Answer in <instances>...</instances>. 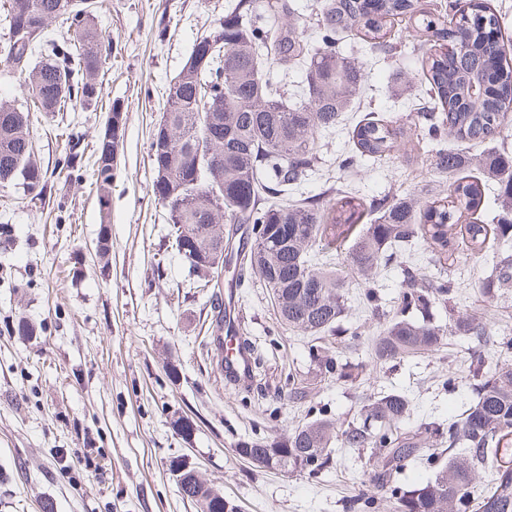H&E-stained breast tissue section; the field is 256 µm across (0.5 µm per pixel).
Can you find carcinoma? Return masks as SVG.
Wrapping results in <instances>:
<instances>
[{"label":"carcinoma","mask_w":512,"mask_h":512,"mask_svg":"<svg viewBox=\"0 0 512 512\" xmlns=\"http://www.w3.org/2000/svg\"><path fill=\"white\" fill-rule=\"evenodd\" d=\"M96 0H9L6 32L0 43L12 72L32 108L0 101V186L20 182L24 197H43L45 174L38 164L30 134L29 112H61L71 106H98L99 77L106 61L105 37L95 23ZM414 20L413 38L423 50L421 72L414 76L428 87L438 104L422 112L425 137L436 145L435 168L452 180L451 199L419 203L407 196L365 202L339 184L302 196L297 188L315 171L319 136L334 129L342 113L362 96V63L336 53V41L357 29L365 41L387 58L400 54L389 36L390 21ZM57 24L67 34L49 35ZM319 45L296 32V19L284 0H238L218 25L196 41L190 58L208 57L204 68L184 64L166 92L164 110L149 143L154 172L151 190L166 209L176 249L193 239L183 255L190 268L211 275L236 260L249 267L271 292H280L281 322L309 336L335 332L345 310L346 273L365 280L362 301L383 329L371 341L378 364L433 351L447 337L485 335L476 317L453 314L449 326L433 322V309L448 306L458 293L451 277H429L422 268L398 259L397 249L415 239L431 248L434 261L454 254L463 231L474 253L488 239L501 248L495 273L482 283L491 297L512 288V157L494 147L469 156L441 144L451 137L480 147L500 134L512 112V61L490 46L501 33L500 16L488 0H464L446 21L424 0H317ZM468 35L462 40L461 35ZM302 72V85L288 92V70ZM125 115L111 105L95 146L91 172L101 222L117 176ZM171 138L166 151L156 149L162 131ZM403 127L370 116L359 121L352 139L359 156L375 159L399 147ZM70 146L62 167L83 179ZM469 170L474 180L464 179ZM488 182L498 187L495 222L472 220ZM364 215L370 223L355 228ZM247 225L252 244L243 254L224 247V225ZM336 253L338 266L316 262ZM396 263L400 270L397 304L387 310L370 280L380 267ZM211 335L205 346L211 360L224 367L223 298L211 296ZM310 354L324 373L352 377L351 366L311 346ZM476 399L460 418L448 421V432L423 421L404 429L413 402L389 391L362 402L358 417L337 428L316 418L296 428L284 449L290 472L315 475L330 460L332 445L370 448L379 496L359 498L365 512H376L378 497L388 498V512H512V458H500L483 483L487 450L512 444V364L488 368L482 354L470 355ZM444 457L433 478L409 489L392 487L393 474L416 457ZM509 467H503V463ZM180 471L178 490L199 512H224L220 488L203 489L191 470Z\"/></svg>","instance_id":"carcinoma-1"}]
</instances>
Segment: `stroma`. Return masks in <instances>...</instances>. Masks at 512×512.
Here are the masks:
<instances>
[{
	"label": "stroma",
	"mask_w": 512,
	"mask_h": 512,
	"mask_svg": "<svg viewBox=\"0 0 512 512\" xmlns=\"http://www.w3.org/2000/svg\"><path fill=\"white\" fill-rule=\"evenodd\" d=\"M234 0H109L99 16L112 41L97 111L35 113L30 132L46 173L42 200L31 203L14 187L0 188V512H195L169 472L175 459L196 466L243 512H359L358 495H374L370 451L332 448L329 467L311 476L284 473L240 459L238 443L285 441L294 428L320 416L351 420L366 397L409 391L412 423L447 424L475 399L466 370L472 351L486 365L500 357L497 336L512 332V292L485 297L494 249L474 255L459 246L456 308L485 323L489 341L449 339L440 350L376 364L367 347L380 330L359 302L357 274L348 276V308L340 330L321 343L340 360L362 362L355 380L324 375L313 362L309 336L281 325L259 276L238 290L240 322L263 366L251 394L205 361L200 342L210 325V289L197 287L172 246L167 213L151 192L150 134L165 90L195 41L212 30ZM410 25L394 29L399 59H386L354 36L336 43L340 55L365 66L366 93L318 141L324 163L308 194L338 179L356 196L450 192L433 165L434 153L406 125L397 152L359 160L348 171L356 123L368 112L404 122L425 95L412 76ZM126 109L110 222L102 224L89 182L61 170L66 140L80 138L77 161L91 168L94 147L113 101ZM108 237L107 258L97 245ZM455 372L456 387L442 385ZM306 391L285 395L287 378Z\"/></svg>",
	"instance_id": "obj_1"
}]
</instances>
